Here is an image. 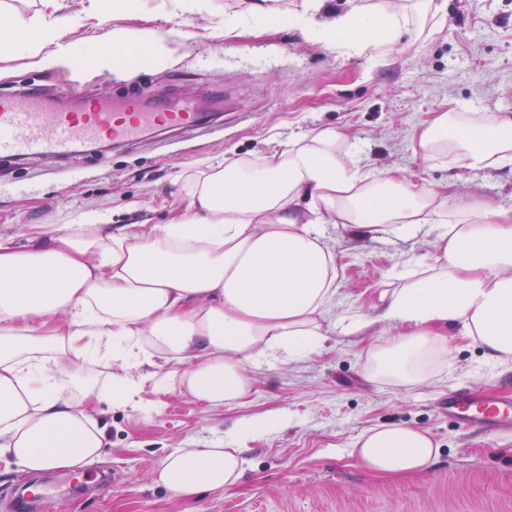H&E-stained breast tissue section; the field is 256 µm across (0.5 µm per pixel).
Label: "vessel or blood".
<instances>
[{"label":"vessel or blood","instance_id":"1","mask_svg":"<svg viewBox=\"0 0 512 512\" xmlns=\"http://www.w3.org/2000/svg\"><path fill=\"white\" fill-rule=\"evenodd\" d=\"M205 126L203 114L191 101L163 94L148 106L132 94L118 104L89 98L81 111L70 112L35 88L22 95L0 92V159L5 160L68 158L94 143L120 148L155 130ZM448 416L482 431L512 426V400L477 403L461 390L449 397Z\"/></svg>","mask_w":512,"mask_h":512}]
</instances>
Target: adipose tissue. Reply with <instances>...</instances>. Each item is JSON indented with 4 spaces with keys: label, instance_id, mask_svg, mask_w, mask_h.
<instances>
[{
    "label": "adipose tissue",
    "instance_id": "adipose-tissue-1",
    "mask_svg": "<svg viewBox=\"0 0 512 512\" xmlns=\"http://www.w3.org/2000/svg\"><path fill=\"white\" fill-rule=\"evenodd\" d=\"M329 26L314 19L319 0L284 15L280 0H252L248 13L270 24L288 21L312 40L345 50L400 33L405 11L382 13L361 0ZM62 0H40L21 19L0 10V42L33 31L32 56L65 59ZM179 37L113 28L99 67H121L126 55L161 65ZM463 167L482 171L512 163V117L493 112H440L417 132L424 160L444 150L449 131ZM333 129L294 141L262 161L208 166L192 180L190 205L168 223L120 233L104 218L35 231L25 249L0 238V454L39 473L88 465L105 455V431L86 402L87 361L112 355L172 364L181 392L209 407L245 402L259 358L296 359L323 347L320 323L334 294L335 255L320 230L339 218L357 231L386 225L415 235L440 219L433 265L410 271L387 293L379 313L335 321L339 333L369 334L378 324L392 338L367 350L374 381L413 385L448 358L441 332L463 336L500 363L512 361V211L483 207L446 216L447 186L409 185L400 173L380 179L337 153ZM246 447L178 448L155 480L186 498L233 486L246 469ZM353 454L385 476L429 467L438 450L427 432L405 425L364 430Z\"/></svg>",
    "mask_w": 512,
    "mask_h": 512
}]
</instances>
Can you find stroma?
<instances>
[{"mask_svg": "<svg viewBox=\"0 0 512 512\" xmlns=\"http://www.w3.org/2000/svg\"><path fill=\"white\" fill-rule=\"evenodd\" d=\"M437 13H409L394 43L345 51L309 40L301 30L248 19L223 34L224 16L246 0H184L169 12L149 0L146 12L90 11L88 0H64V40L86 60L43 67L29 58L27 38L0 49V88L25 83L64 103L91 93L120 96L136 87L143 99L165 92L193 99L223 131L149 136L140 144L80 159L0 160V237L28 244L33 225L60 228L88 210L109 214L112 229L165 223L185 210L189 177L218 161H258L291 140L333 128L342 152L371 173L400 171L410 183L449 185V212L492 206L512 209V165L473 174L449 171L448 156L423 160L414 136L434 113L499 112L512 116V0H434ZM184 33L164 67L126 61L120 71L95 65L115 27ZM338 278L323 327L340 318L375 315L385 291L407 270H421L436 252L437 224L415 237L323 225ZM449 360L426 382L372 383L364 376L365 336L330 334L323 350L294 361L263 358L252 369L246 403L209 408L182 394L166 366L119 360L92 363L85 374L92 411L109 448L87 465L116 486L81 495L65 489L39 512H512V430L490 433L458 426L444 409L450 392L476 400L512 395V363L488 360L449 328ZM126 372L137 390L113 402L108 377ZM273 425L247 442L251 464L229 489L172 497L155 484L169 452L206 448L254 415ZM408 424L426 429L439 449L430 467L376 477L352 454L364 429Z\"/></svg>", "mask_w": 512, "mask_h": 512, "instance_id": "35a3bbf8", "label": "stroma"}]
</instances>
